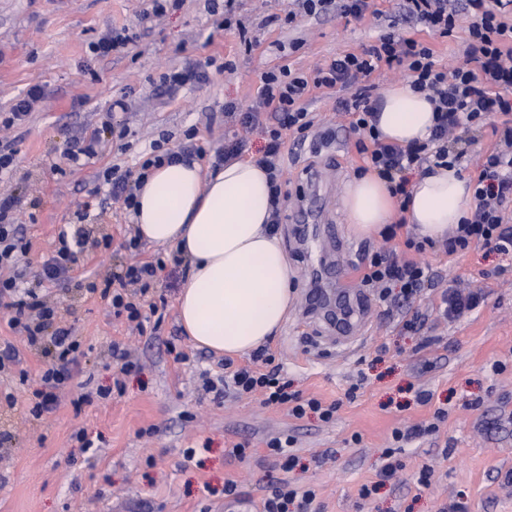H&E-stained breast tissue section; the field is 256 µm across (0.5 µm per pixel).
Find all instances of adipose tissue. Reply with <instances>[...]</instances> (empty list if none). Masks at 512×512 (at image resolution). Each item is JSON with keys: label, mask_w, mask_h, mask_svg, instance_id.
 <instances>
[{"label": "adipose tissue", "mask_w": 512, "mask_h": 512, "mask_svg": "<svg viewBox=\"0 0 512 512\" xmlns=\"http://www.w3.org/2000/svg\"><path fill=\"white\" fill-rule=\"evenodd\" d=\"M385 141L425 140L434 125L432 104L410 84L388 87L375 101ZM135 228L143 240L169 245L190 263L179 301L180 323L191 341L242 356L276 335L292 298V269L270 225L271 190L252 160H236L209 176L198 163L151 171L136 192ZM474 188L460 166L415 176L407 206L368 172L348 181L343 206L353 231L379 232L403 210L420 236L444 241L473 213Z\"/></svg>", "instance_id": "1"}]
</instances>
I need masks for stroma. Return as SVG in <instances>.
Returning a JSON list of instances; mask_svg holds the SVG:
<instances>
[{"mask_svg":"<svg viewBox=\"0 0 512 512\" xmlns=\"http://www.w3.org/2000/svg\"><path fill=\"white\" fill-rule=\"evenodd\" d=\"M400 4L372 0L374 18L331 11L290 24L292 0H237L241 25L224 30L206 0H183L152 26L140 21L150 0H0V110L9 111L32 87L42 92L26 125L13 132L20 163L11 183L0 186V193L21 199L19 221L31 243L28 273H39L63 226L110 239L107 250L81 255L74 275L83 288L52 290L85 355L77 382L41 419L29 410L45 353L12 332L0 312V345L8 341L19 350L28 376L13 386L14 407H0V433L15 437L0 450V512H225L237 499H262L280 479L314 487L319 512H512V486L505 483L512 476V253L426 249L420 256L431 268L430 286L409 305L373 304L367 331L349 352L313 343L312 328L300 321L307 291L335 293L339 267L359 287L368 252L384 245L381 236L354 234L345 219L344 186L364 161L347 117L337 111V94L317 91L308 99L310 111L335 126V144L326 148L310 137L289 140L285 149L279 233L293 271V301L282 329L266 343L293 390L341 401L335 420H297L257 395L217 399L203 390L202 372L217 378L224 371L220 354L195 347L179 323L185 268L157 282L155 294L166 299L163 318L140 335L129 332L100 293L85 289L159 251L148 243L137 254L126 250L132 218L121 205L81 210L96 173L116 161L135 166L163 133L168 148L179 150L192 126L208 151L222 148L225 104L247 103L262 72L284 65L311 71L359 51L388 28L430 44L439 67L464 64L466 27L445 38L426 33ZM123 26L137 35L124 53L101 58L90 52L91 41ZM209 56L233 61L234 72L213 68L206 83L160 95L162 73ZM123 94L132 99L126 150L106 134L97 157L54 172L70 139L100 126L113 98ZM212 113L217 119L210 124ZM456 283L485 301L458 320H439L437 296ZM416 313L422 326L404 330L403 321ZM116 342L133 349L139 367L126 376L123 395L102 399L97 389L110 387L118 373L111 357ZM497 361L502 371H493ZM351 388L356 397L350 401ZM422 390L431 395L428 403L417 400ZM86 393L92 399L84 404ZM439 409L448 413L439 432L405 445L404 470L381 478L394 430L432 421ZM81 429L92 447L75 441ZM276 434L294 439L300 462L291 471L267 455L266 440ZM239 442L248 443V456H227ZM189 448L194 458H185ZM426 464L434 476L422 486L413 475ZM228 483L236 487L230 497L222 492ZM364 484L374 488L366 500L358 496Z\"/></svg>","mask_w":512,"mask_h":512,"instance_id":"1","label":"stroma"}]
</instances>
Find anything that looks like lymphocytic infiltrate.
<instances>
[{
  "label": "lymphocytic infiltrate",
  "instance_id": "f902f5d3",
  "mask_svg": "<svg viewBox=\"0 0 512 512\" xmlns=\"http://www.w3.org/2000/svg\"><path fill=\"white\" fill-rule=\"evenodd\" d=\"M402 7L427 32L442 37L452 35L459 25H466L470 38L466 66L444 72L438 68L429 44L389 31L361 52L337 56L308 74L287 67L265 72L249 105L225 104L224 121L233 126L234 132L225 137L222 150L207 155L197 143V130L192 127L186 130L179 150L164 149L161 141H154L150 157L142 161L139 170H124L117 164L105 168L97 176L98 189L104 190L106 199L125 209L135 208V191L150 168L204 157L210 158L212 167H221L225 162L243 159L249 151L247 132L258 130L266 136L258 163L271 186L270 223L279 226V181L284 173L286 139L292 133L305 136L315 127L324 143L335 141V130L318 126L315 113L306 107V98L311 90L339 87L353 91L351 97L340 100L339 109L351 118L350 129L357 136L358 153L389 183L393 195L408 196L410 172H426L450 161L459 162L465 154L468 134L482 126L487 113H512V0H403ZM382 67L403 70L413 88L433 104L435 125L425 142L399 146L381 141L373 125L374 107L365 81ZM105 131L118 139L127 134L125 125L111 123L101 131H81L65 151L67 163L78 167L96 157ZM477 168L473 217L460 224L444 251L453 254L477 245L501 254L512 252V226L508 225L503 208L504 201L512 195V125L503 128ZM18 206L15 196L0 198V309L6 312L11 330L24 335L29 346L45 349L47 367L39 387L32 392L30 409L32 417L38 419L55 409L72 368L82 356L72 328L59 326L56 308L47 303L39 289L47 282L70 280L79 254L108 248L109 243L104 238H90L85 232L71 236L60 231L58 244L43 261L37 279L28 280L20 260L28 254L30 243L18 224ZM182 263V257L176 255L168 262L156 257L128 265L123 273L106 279L102 294L108 297L115 315L125 316L130 329L143 331L149 314L158 311L156 304L147 301L149 290L167 266L178 267ZM430 280L426 264L399 258L395 249L387 248L367 256L360 283L374 290L379 302L391 305L399 299L413 302ZM253 358V364L245 366L224 360L223 378H204V390L221 398L257 393L264 405L287 407L294 418L312 413L322 422L333 421L339 402L326 405L291 390L281 367L274 365L266 349H257ZM446 417V411L439 409L428 424L395 430L394 447L384 451L386 463L381 477L390 479L403 470L398 443L437 433ZM316 497L315 489L303 490L281 481L271 485L263 497L261 512H314Z\"/></svg>",
  "mask_w": 512,
  "mask_h": 512
}]
</instances>
